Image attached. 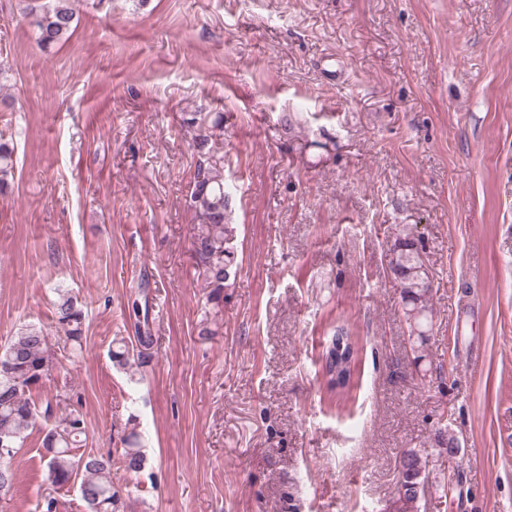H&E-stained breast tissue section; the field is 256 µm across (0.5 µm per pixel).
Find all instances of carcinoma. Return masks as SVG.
<instances>
[{
    "mask_svg": "<svg viewBox=\"0 0 512 512\" xmlns=\"http://www.w3.org/2000/svg\"><path fill=\"white\" fill-rule=\"evenodd\" d=\"M25 16L31 19L37 46L47 50L67 40L73 30L75 12L70 0H48L30 5ZM188 123L196 128L192 147L198 157L189 206L199 221L192 239L208 302L221 306L234 286L238 270L237 225L232 223L231 198L224 184V154L216 147V131L224 129V114L194 112ZM14 143L0 138V189L7 185L14 170ZM389 270L400 295L401 310L409 328L411 350L417 353L428 341L426 332L433 326L430 304L431 288L426 265L415 239L398 237L390 248ZM57 332L63 333V349L75 353L82 348L85 312L71 289L59 283L53 287ZM127 328L134 332V345L125 338L109 350L113 364L133 369L145 363V350L154 343L149 309L134 299L125 310ZM49 332L42 325L28 324L0 346V493L11 490L15 474L8 466L23 447L30 432L43 426L44 454L41 461L53 487L77 485L85 512H123L124 493L112 484V466L119 464L138 474L146 462L140 434L131 431L121 439V453H77L80 437L85 434L82 413L73 410L53 423L51 400H37V395L51 372ZM355 369V342L349 329L338 326L327 340L322 360V377L331 392L345 388ZM443 491L445 485L431 480L426 459L420 449L401 453L392 512H421L422 501L431 490Z\"/></svg>",
    "mask_w": 512,
    "mask_h": 512,
    "instance_id": "obj_1",
    "label": "carcinoma"
}]
</instances>
